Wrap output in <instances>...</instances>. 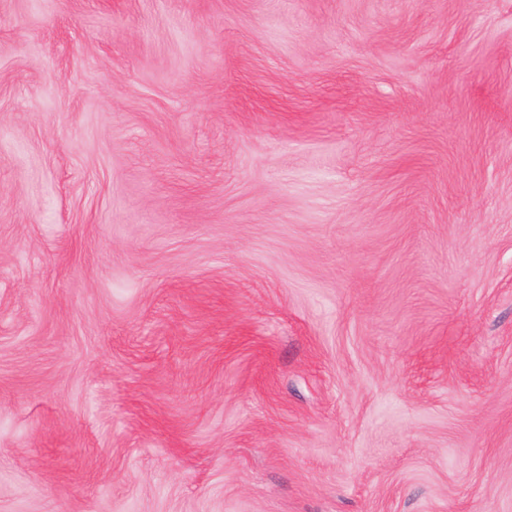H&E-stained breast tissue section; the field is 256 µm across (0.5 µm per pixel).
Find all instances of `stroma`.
Listing matches in <instances>:
<instances>
[{"label": "stroma", "instance_id": "1", "mask_svg": "<svg viewBox=\"0 0 512 512\" xmlns=\"http://www.w3.org/2000/svg\"><path fill=\"white\" fill-rule=\"evenodd\" d=\"M0 512H512V0H0Z\"/></svg>", "mask_w": 512, "mask_h": 512}]
</instances>
